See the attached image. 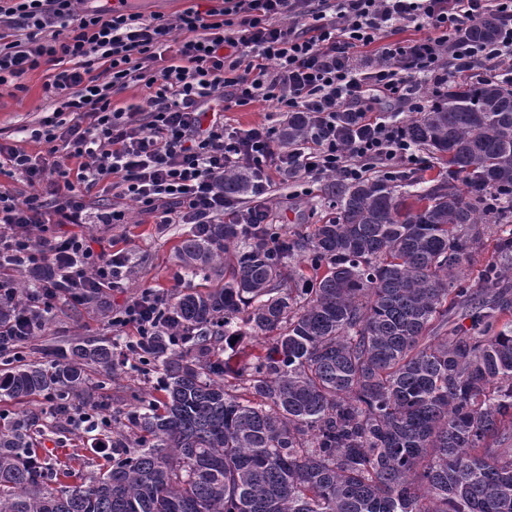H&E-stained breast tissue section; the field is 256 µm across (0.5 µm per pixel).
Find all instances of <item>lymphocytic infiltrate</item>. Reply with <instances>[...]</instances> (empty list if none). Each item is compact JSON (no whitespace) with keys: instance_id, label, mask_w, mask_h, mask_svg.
I'll use <instances>...</instances> for the list:
<instances>
[{"instance_id":"lymphocytic-infiltrate-1","label":"lymphocytic infiltrate","mask_w":512,"mask_h":512,"mask_svg":"<svg viewBox=\"0 0 512 512\" xmlns=\"http://www.w3.org/2000/svg\"><path fill=\"white\" fill-rule=\"evenodd\" d=\"M499 38L476 45L464 28L488 15ZM417 24L423 36L389 40ZM51 66L43 86L55 107L30 137L45 153L0 141V171L32 186L25 199L0 192V256L48 266L61 278L26 295L0 279V353L32 335L59 293L77 301L119 287L127 253L94 249L82 235L49 237L51 224H121L124 211L90 210V195L132 199L163 224H263L260 199L274 176L355 182L417 162L402 123L380 117L395 101L421 111L419 91L441 95L466 72L512 84V0H212L175 17L132 10L129 0H0V86ZM132 86L146 104L114 101ZM273 103L308 117L306 138L290 146L275 128L236 130L235 106ZM251 173L257 205L224 195V174ZM168 295L145 288L113 315L117 331L153 335Z\"/></svg>"}]
</instances>
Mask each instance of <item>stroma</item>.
Masks as SVG:
<instances>
[{
	"mask_svg": "<svg viewBox=\"0 0 512 512\" xmlns=\"http://www.w3.org/2000/svg\"><path fill=\"white\" fill-rule=\"evenodd\" d=\"M46 79V71L40 69L25 77V91L0 87V132L12 134L15 144L30 152L37 151L38 146L29 139L27 130L51 109V101L43 90ZM107 202L126 212L127 223L84 224L78 231L91 239H108L115 249L128 253L130 262L123 287L107 291L102 302L77 303L64 296L54 300L47 314V327L20 347L27 358H41L43 353L69 348L76 341L115 342L117 335L110 317L129 297L147 287L174 291L182 277L177 246L188 234L189 225L158 223L155 216L142 212L136 202L126 197L111 196ZM265 203L273 223L292 232L323 223L333 211L332 201L321 182L305 191L295 180L276 181ZM155 386V378L118 373L106 388L110 415L124 418L134 408L133 392H148ZM97 438V433H87L68 424L48 434L39 448L48 453L55 468L70 465L72 474L66 482L71 485L98 472L104 464L105 459L96 448Z\"/></svg>",
	"mask_w": 512,
	"mask_h": 512,
	"instance_id": "1",
	"label": "stroma"
}]
</instances>
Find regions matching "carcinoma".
Returning <instances> with one entry per match:
<instances>
[{"label": "carcinoma", "instance_id": "obj_1", "mask_svg": "<svg viewBox=\"0 0 512 512\" xmlns=\"http://www.w3.org/2000/svg\"><path fill=\"white\" fill-rule=\"evenodd\" d=\"M489 15L467 31L488 42ZM307 118L288 116V142ZM448 176L405 194L386 178L333 180L336 216L288 234L210 224L178 256L217 270L168 300L131 358L161 372L112 433L87 484L54 486L25 465L45 431L26 414L0 429V512H512V88L448 81L406 124ZM250 173L224 172V194ZM498 227L476 287L465 264L480 224ZM466 330L450 325L455 312ZM262 338L254 353L231 343ZM0 398L52 400L49 428L104 412L124 368L112 346L7 360Z\"/></svg>", "mask_w": 512, "mask_h": 512}]
</instances>
